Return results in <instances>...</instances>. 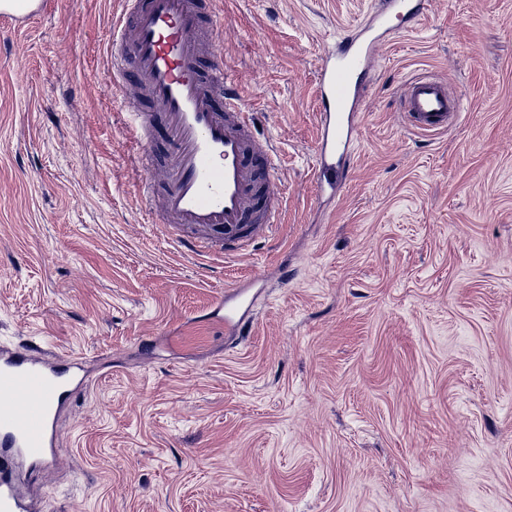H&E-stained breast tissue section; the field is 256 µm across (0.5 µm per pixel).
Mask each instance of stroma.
<instances>
[{"label": "stroma", "instance_id": "stroma-1", "mask_svg": "<svg viewBox=\"0 0 512 512\" xmlns=\"http://www.w3.org/2000/svg\"><path fill=\"white\" fill-rule=\"evenodd\" d=\"M45 2L0 21V346L82 361L36 512H512V0H429L380 46L333 198L316 71L375 0H222L282 207L202 263L88 81L123 0ZM423 74L462 101L447 132L401 122ZM234 289L244 336L212 312Z\"/></svg>", "mask_w": 512, "mask_h": 512}]
</instances>
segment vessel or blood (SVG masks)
Wrapping results in <instances>:
<instances>
[{"mask_svg":"<svg viewBox=\"0 0 512 512\" xmlns=\"http://www.w3.org/2000/svg\"><path fill=\"white\" fill-rule=\"evenodd\" d=\"M112 27L105 77L126 98L145 95L152 111L128 112L123 138L145 172L147 194L163 185V221L186 228L181 246L202 255L203 244H242L246 226L271 229L272 217L257 205L262 185L272 183L276 163L252 132L253 115L224 69L217 35L224 22L215 0H125ZM427 0H381L369 22L325 55L317 70L320 139L315 178L320 192L344 183L358 119L360 81L385 36L416 30ZM136 82H128V72ZM460 101L436 76L409 81L400 116L410 130L439 134ZM168 137L167 163L156 170L151 144L156 120ZM250 320L239 304L225 303L224 332L245 335ZM65 361L49 362L37 343L0 349V512H31L20 492L24 466L53 459L54 410L65 399Z\"/></svg>","mask_w":512,"mask_h":512,"instance_id":"b4317fda","label":"vessel or blood"}]
</instances>
